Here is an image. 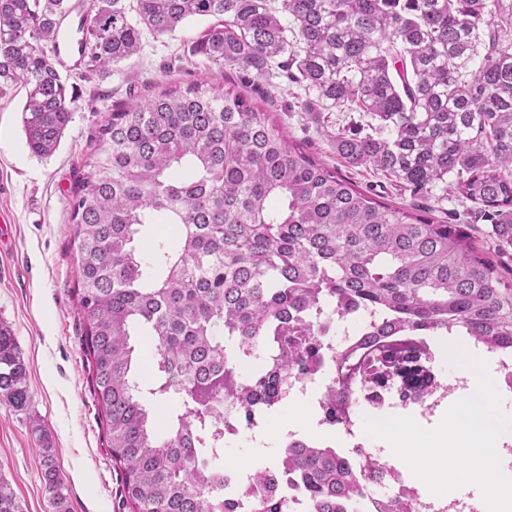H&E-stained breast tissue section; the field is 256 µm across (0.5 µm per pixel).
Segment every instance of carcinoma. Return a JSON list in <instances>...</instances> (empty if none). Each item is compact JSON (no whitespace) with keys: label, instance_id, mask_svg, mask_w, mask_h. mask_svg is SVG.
Here are the masks:
<instances>
[{"label":"carcinoma","instance_id":"cac0c4a2","mask_svg":"<svg viewBox=\"0 0 512 512\" xmlns=\"http://www.w3.org/2000/svg\"><path fill=\"white\" fill-rule=\"evenodd\" d=\"M72 10L71 0H0V95L25 88L22 130L39 157L73 120L54 60ZM88 15L79 55L101 79L139 53L143 31L212 18L193 54L303 85L300 111L318 121L362 113L372 132L329 133L336 154L414 200L390 205L355 188L261 105L206 78L109 113L69 206L94 394L131 512H233L213 476L223 449L210 447L224 435V402L249 426L256 405L308 373L323 350V305L373 315L336 362L365 351L379 364L367 384L403 404L431 380L408 371L428 355L419 336L512 350V282L494 260L512 251V0H90ZM438 187L472 204L471 223L431 218L420 201ZM153 224L173 237L143 243ZM137 327L156 343L148 360L132 343ZM257 347L265 363L247 378L240 362ZM352 379H338L326 408L333 426ZM0 397L29 399L3 325ZM157 401L169 403L162 427ZM42 466L56 512H69L54 449H42ZM280 469L298 476L312 512L355 509L364 491L329 449L296 443L252 476L270 485ZM0 512H21L2 481ZM255 512H288L287 500L265 498Z\"/></svg>","mask_w":512,"mask_h":512}]
</instances>
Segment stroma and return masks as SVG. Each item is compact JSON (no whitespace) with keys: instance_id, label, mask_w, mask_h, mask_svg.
<instances>
[{"instance_id":"obj_1","label":"stroma","mask_w":512,"mask_h":512,"mask_svg":"<svg viewBox=\"0 0 512 512\" xmlns=\"http://www.w3.org/2000/svg\"><path fill=\"white\" fill-rule=\"evenodd\" d=\"M208 24V18L196 17L165 35L144 33L140 54L104 80L80 79L75 55H61L58 69L75 86L74 116L51 157L34 156L26 144L24 88L0 96V322L27 366L30 395L21 409L0 398V479L22 512H55L43 478L46 444L55 450L70 512H130L93 392L69 208L70 189L88 171L92 137L108 112L130 97H146L154 85L207 76L266 99L268 111L319 160L359 189L394 198L385 179L344 164L322 126L298 115L303 88L284 81L274 90L260 79L245 83L237 71L219 70L193 55L191 41Z\"/></svg>"}]
</instances>
